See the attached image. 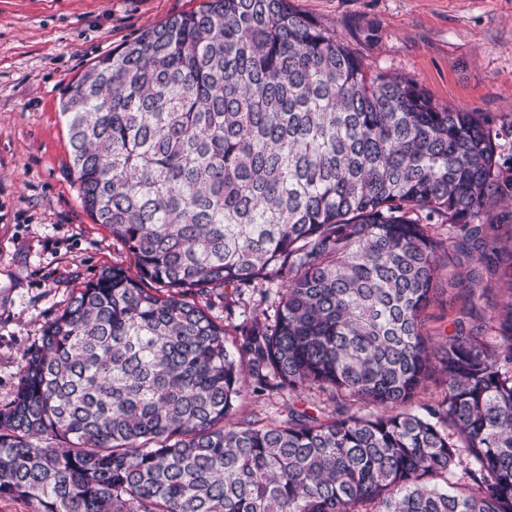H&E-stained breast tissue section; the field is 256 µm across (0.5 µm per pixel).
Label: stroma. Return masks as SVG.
<instances>
[{
  "mask_svg": "<svg viewBox=\"0 0 512 512\" xmlns=\"http://www.w3.org/2000/svg\"><path fill=\"white\" fill-rule=\"evenodd\" d=\"M201 0H0V406L18 385L22 355L71 295L101 270L131 267L127 251L83 210L69 173L63 90L99 57L144 27ZM359 57L365 67L412 79L432 101L490 112L512 125V0H290ZM276 286L247 292L233 311L211 316L235 328L266 309ZM467 305L439 290L425 330L452 333ZM330 411L325 395H264L244 380L232 422L286 418L289 405Z\"/></svg>",
  "mask_w": 512,
  "mask_h": 512,
  "instance_id": "stroma-1",
  "label": "stroma"
}]
</instances>
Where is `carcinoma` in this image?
I'll list each match as a JSON object with an SVG mask.
<instances>
[{
  "mask_svg": "<svg viewBox=\"0 0 512 512\" xmlns=\"http://www.w3.org/2000/svg\"><path fill=\"white\" fill-rule=\"evenodd\" d=\"M83 209L130 254L23 352L0 496L36 512H512V178L488 112L434 104L288 0H203L66 86ZM448 224L447 238L429 221ZM479 266L462 279L448 246ZM452 333L422 331L442 281ZM499 302L478 300L484 281ZM280 286L226 345L211 315ZM253 391L333 409L229 424ZM444 395L417 404L429 383ZM374 406L379 413L366 412Z\"/></svg>",
  "mask_w": 512,
  "mask_h": 512,
  "instance_id": "obj_1",
  "label": "carcinoma"
}]
</instances>
